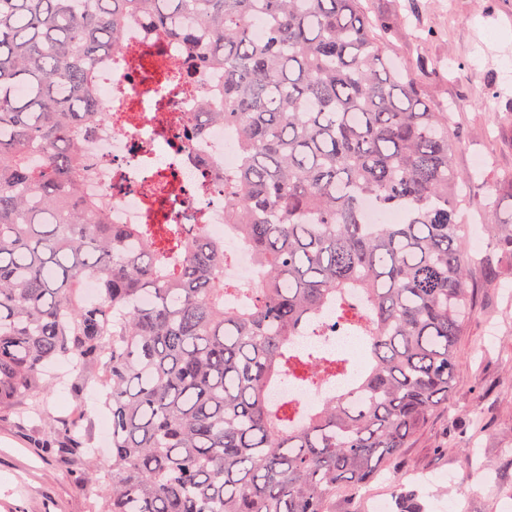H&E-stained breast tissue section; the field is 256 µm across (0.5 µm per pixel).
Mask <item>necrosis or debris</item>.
Here are the masks:
<instances>
[{"label": "necrosis or debris", "instance_id": "1", "mask_svg": "<svg viewBox=\"0 0 512 512\" xmlns=\"http://www.w3.org/2000/svg\"><path fill=\"white\" fill-rule=\"evenodd\" d=\"M192 70L187 90L163 88L164 68ZM223 73L195 67L191 51L135 17L124 29L110 68L100 72V119L82 137L83 191L100 198L110 223L141 224L149 202L165 223L179 225L186 238L206 234L230 258L225 280L249 288L259 279L254 252L239 225L224 210V175L238 163V149L223 124L200 122L199 111L222 108ZM351 378H330L315 386L281 379L271 382V405L291 402L310 413Z\"/></svg>", "mask_w": 512, "mask_h": 512}]
</instances>
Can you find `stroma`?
Here are the masks:
<instances>
[{
    "label": "stroma",
    "instance_id": "35a3bbf8",
    "mask_svg": "<svg viewBox=\"0 0 512 512\" xmlns=\"http://www.w3.org/2000/svg\"><path fill=\"white\" fill-rule=\"evenodd\" d=\"M367 16L387 24L406 14V26L388 31L387 60L414 68L426 104L449 114L461 148L455 156L465 175L460 214L468 241L486 240L483 211L497 201L512 215V110L496 103L512 97V0H361ZM485 155L489 165L473 160ZM504 274L471 268L472 312L459 344L462 379L454 402L481 413L480 422L433 413L424 431L394 462L401 483L415 490L426 512H450L466 500L469 512H512V258ZM48 371L64 376L45 395L47 412L77 411L81 425L107 468L112 419L99 404V387H75V371L63 362ZM42 422L0 415V512H93L101 497L76 484L74 461L47 455Z\"/></svg>",
    "mask_w": 512,
    "mask_h": 512
}]
</instances>
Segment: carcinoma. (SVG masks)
<instances>
[{
    "instance_id": "cac0c4a2",
    "label": "carcinoma",
    "mask_w": 512,
    "mask_h": 512,
    "mask_svg": "<svg viewBox=\"0 0 512 512\" xmlns=\"http://www.w3.org/2000/svg\"><path fill=\"white\" fill-rule=\"evenodd\" d=\"M140 14L224 70V111L199 117L235 131L224 206L256 255L257 288L224 282L218 242L110 224L82 194L97 74ZM385 52L360 0H0V411L21 398L43 414L52 361L101 373L108 477L75 418L49 420L43 442L80 464L79 485L101 486L99 512H336L340 489L376 479L448 408L469 306L460 142ZM366 202L404 220L364 224ZM484 222L492 271L512 255V219L492 207ZM86 277L99 297L80 302ZM328 306L367 337L368 365L297 423L266 386L354 366L290 347L313 325L327 336ZM397 507L423 512L413 492Z\"/></svg>"
}]
</instances>
